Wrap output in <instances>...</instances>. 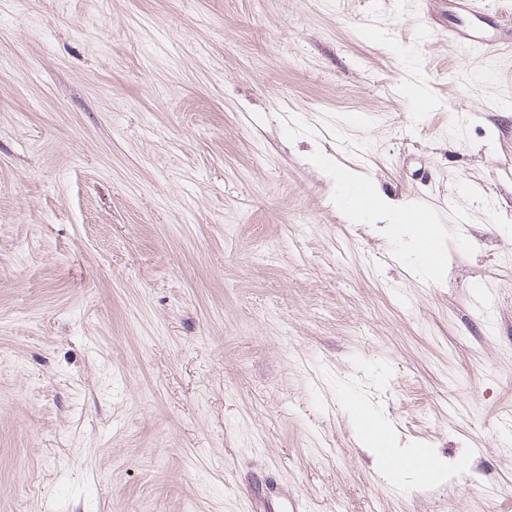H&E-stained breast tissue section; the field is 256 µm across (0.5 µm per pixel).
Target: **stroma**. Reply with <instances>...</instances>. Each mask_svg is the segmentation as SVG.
<instances>
[{"label": "stroma", "instance_id": "35a3bbf8", "mask_svg": "<svg viewBox=\"0 0 512 512\" xmlns=\"http://www.w3.org/2000/svg\"><path fill=\"white\" fill-rule=\"evenodd\" d=\"M447 20L0 0V512H512V55ZM340 171L430 211L447 270ZM345 389L468 472L387 484ZM479 28L461 24L448 25V38L466 53H477L484 58L492 59L503 51L512 50V27L510 24L495 23L493 27L482 21ZM490 27L492 31L488 29ZM338 203L353 222L365 219L388 224L390 232L406 236L410 252L419 263V271L429 275L445 264L437 248L431 219L403 204H394L353 172L336 174Z\"/></svg>", "mask_w": 512, "mask_h": 512}]
</instances>
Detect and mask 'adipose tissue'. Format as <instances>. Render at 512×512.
I'll return each mask as SVG.
<instances>
[{"instance_id": "adipose-tissue-1", "label": "adipose tissue", "mask_w": 512, "mask_h": 512, "mask_svg": "<svg viewBox=\"0 0 512 512\" xmlns=\"http://www.w3.org/2000/svg\"><path fill=\"white\" fill-rule=\"evenodd\" d=\"M336 188L337 200L352 221H379L388 224L393 234L406 237L422 274H430L444 266L445 256L437 247L427 215L390 202L352 172L337 173ZM345 402L355 418L360 441L369 449L377 472L387 483L403 486L433 480L444 482L452 474L466 471L468 463L464 457L450 461L430 448L397 447L392 427L366 397L350 392L346 394Z\"/></svg>"}]
</instances>
